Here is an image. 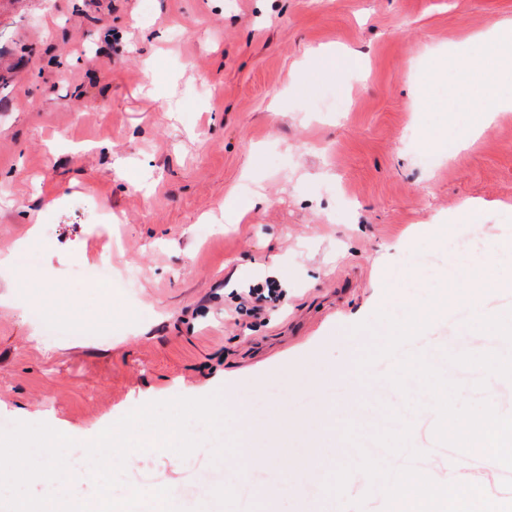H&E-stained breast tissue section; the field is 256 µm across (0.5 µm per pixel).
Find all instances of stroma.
I'll return each instance as SVG.
<instances>
[{"mask_svg":"<svg viewBox=\"0 0 512 512\" xmlns=\"http://www.w3.org/2000/svg\"><path fill=\"white\" fill-rule=\"evenodd\" d=\"M0 0V423L44 422L78 442L133 409L220 393L246 419L344 399L328 433L381 429L377 391L406 354L444 359L485 345L456 312L414 342L391 335L387 294L428 303L457 251L474 267L512 237V110L449 154L450 48L512 20V0ZM351 65H324L314 48ZM310 92L295 89L298 80ZM429 98L431 109L420 107ZM246 204L240 223L224 202ZM39 212L37 235L29 215ZM447 224L441 245L419 234ZM39 261L14 280L24 247ZM112 262L111 286L81 271ZM136 270L134 287L123 285ZM283 293L260 318L248 288ZM40 335H33V327ZM312 362L321 390L281 391ZM205 442L169 462L137 451L124 483L168 487L186 512L222 479L223 512L247 479Z\"/></svg>","mask_w":512,"mask_h":512,"instance_id":"obj_1","label":"stroma"}]
</instances>
